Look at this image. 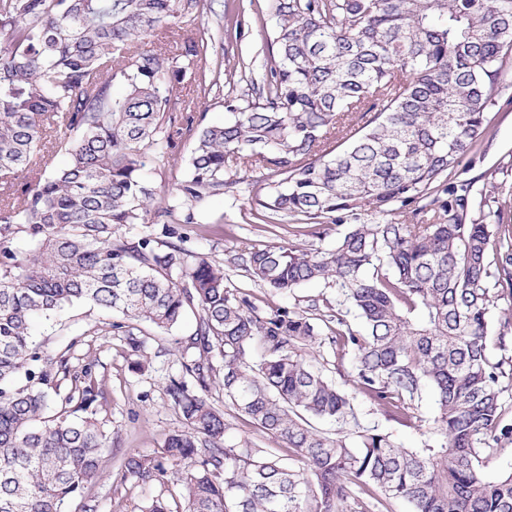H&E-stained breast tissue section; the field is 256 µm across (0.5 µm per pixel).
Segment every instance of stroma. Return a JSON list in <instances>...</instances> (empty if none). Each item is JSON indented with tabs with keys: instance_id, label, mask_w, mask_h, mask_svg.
<instances>
[{
	"instance_id": "1",
	"label": "stroma",
	"mask_w": 512,
	"mask_h": 512,
	"mask_svg": "<svg viewBox=\"0 0 512 512\" xmlns=\"http://www.w3.org/2000/svg\"><path fill=\"white\" fill-rule=\"evenodd\" d=\"M274 22L268 0H207L203 16L191 25V32L206 34L212 46L200 67L207 75H219L221 87L181 85L173 96L175 112L191 107L199 126L218 125L224 121V102L236 100L245 104L253 97L249 84L240 75L251 60L266 62ZM486 134L462 159L453 175L471 181L474 189L490 191L491 187L512 189V61L504 65L502 91L490 114ZM194 135H183L170 161H148L144 175L155 188L159 199L174 194L186 178L188 158L194 146ZM265 172L250 171L236 189L206 199L193 208L196 223L177 225L186 248L202 253L210 260L223 263L227 284L242 288L260 302L270 306L296 308L299 300L324 295L336 298L337 290L321 284L297 288L291 294H279L252 281L244 270L231 263L232 255L241 249L275 244L276 238L254 224L250 204L256 193L265 188ZM117 315L86 303L65 306L50 319L37 320L33 327L36 341L46 349L69 358L71 374L60 378L58 396L71 389V377L84 366H91L103 396L97 417L104 431L112 437V452L101 467L95 483L84 491L82 501L74 502L69 512H80L83 503L95 505L96 512H143L153 499L179 500L181 489L172 475L166 474L148 482L123 478L120 462L129 453L155 456L160 453L167 436L182 428L180 415L170 406L165 393L168 377L180 367L182 344L191 334L194 318L168 332L143 325L146 367L132 370L125 340L115 324ZM327 348L314 347L313 364L325 366L336 385L352 393L360 422L391 433L404 446L418 445L420 428L429 427L433 417V399L424 395L416 411L414 427H404L387 417L366 398L355 394L348 379L349 362L329 365Z\"/></svg>"
}]
</instances>
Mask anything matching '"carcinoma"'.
<instances>
[{
	"label": "carcinoma",
	"mask_w": 512,
	"mask_h": 512,
	"mask_svg": "<svg viewBox=\"0 0 512 512\" xmlns=\"http://www.w3.org/2000/svg\"><path fill=\"white\" fill-rule=\"evenodd\" d=\"M202 7L0 0V512H65L112 447L91 368L50 410L68 359L37 344L32 326L74 303L121 314L134 355L140 324L168 332L197 310L182 374L166 385L184 429L161 456L122 462L141 481L172 473L181 512H354L378 496L411 512H512V473L482 475L512 442L505 361H490L488 339L498 296L512 297V227L470 217L472 184L450 180L483 137L512 58V0H270L276 58L250 78L258 100L227 103L224 124L199 130L186 180L155 208L143 169L192 130V117L177 126L171 101L209 48L181 27ZM332 137L337 151L326 148ZM60 154L67 162L55 167ZM257 167L270 190L253 200V218L302 217L295 236L345 231L329 249L289 241L244 249L233 263L283 294L336 286L361 330L324 297L259 307L180 236H126L152 213L195 223L184 204L224 194L239 184L226 174ZM423 200L411 220L386 219L394 204ZM358 211L384 220L346 223ZM317 342L350 357L355 390L392 420H412L431 391L421 447L360 426L349 395L307 360ZM217 357L224 406L285 447L227 442L211 400ZM313 419L349 433L320 432Z\"/></svg>",
	"instance_id": "1"
}]
</instances>
